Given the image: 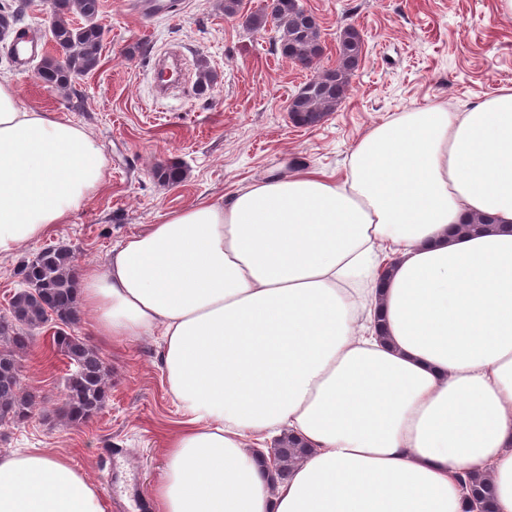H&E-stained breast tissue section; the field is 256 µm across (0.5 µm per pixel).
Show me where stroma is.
Instances as JSON below:
<instances>
[{"label": "stroma", "mask_w": 512, "mask_h": 512, "mask_svg": "<svg viewBox=\"0 0 512 512\" xmlns=\"http://www.w3.org/2000/svg\"><path fill=\"white\" fill-rule=\"evenodd\" d=\"M317 16L324 52L303 69L274 49V26L252 29L261 0H242L225 16L221 0H176L172 12L141 14L134 0H100L105 34L98 66L70 91L44 86L36 65L22 67L0 42V70L11 75L21 103L83 126L106 157L98 191L53 233L0 253V316L23 288V263L50 245L69 247L76 267L104 266L126 237L164 213L206 199L218 201L263 175L295 168L337 177L357 139L392 115L454 101L456 111L503 85L512 86V18L498 0H300ZM357 26L366 52L340 108L313 127L289 118L288 101L316 72L334 67L336 34ZM214 77L198 97L202 69ZM188 170L176 185L155 166ZM70 333L84 338L108 368L107 400L89 422L61 413L71 366L50 352L37 330L21 361V381L41 400L29 417L0 423V453L44 448L68 455L107 490L110 512H128L109 481V459L121 462L140 489L141 512H153L149 491L164 468L161 430L177 409L165 391L157 337L109 340L94 318L79 313Z\"/></svg>", "instance_id": "35a3bbf8"}]
</instances>
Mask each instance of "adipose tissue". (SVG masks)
Listing matches in <instances>:
<instances>
[{
  "instance_id": "1",
  "label": "adipose tissue",
  "mask_w": 512,
  "mask_h": 512,
  "mask_svg": "<svg viewBox=\"0 0 512 512\" xmlns=\"http://www.w3.org/2000/svg\"><path fill=\"white\" fill-rule=\"evenodd\" d=\"M105 168L0 75V252L67 223ZM471 215L496 224L460 231ZM77 281L98 335L161 337L180 419L155 512H462V472L512 512V87L372 126L342 178L167 212ZM286 433L309 452L281 483L258 458ZM107 510L67 457L0 455V512Z\"/></svg>"
}]
</instances>
